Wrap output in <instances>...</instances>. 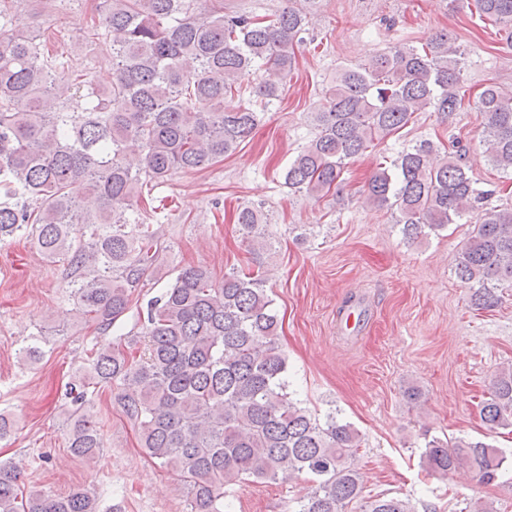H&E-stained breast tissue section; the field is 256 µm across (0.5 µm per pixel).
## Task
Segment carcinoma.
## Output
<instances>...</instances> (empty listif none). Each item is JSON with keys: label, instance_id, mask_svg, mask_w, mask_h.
<instances>
[{"label": "carcinoma", "instance_id": "obj_1", "mask_svg": "<svg viewBox=\"0 0 512 512\" xmlns=\"http://www.w3.org/2000/svg\"><path fill=\"white\" fill-rule=\"evenodd\" d=\"M91 2L98 20L85 40L107 50L112 83L50 47L25 21V0H0V245L24 237L43 257L65 265L80 315L111 331L131 296L155 274L160 243L142 204L175 170L201 171L249 140L260 112L280 100L296 62L307 13L274 18L224 13V0H65ZM478 14L512 26V0H473ZM263 72L253 102L224 110V97ZM463 53L446 33L419 47L395 45L336 72L323 110L311 113L313 138L288 163L285 183L319 200L340 183L347 161L407 126L413 114L451 115L462 107ZM85 101L71 110L60 83ZM488 160L512 172V90L490 84L475 102ZM466 147L440 151L424 139L380 165L363 192L386 208L404 238L438 235L469 217L455 273L480 309L512 288V208H483L487 191L469 175ZM262 207L243 206L236 224L255 253L271 248ZM266 279L231 268L220 281L185 265L146 303L141 330L125 348L94 343L72 383L70 453L89 465L104 441L92 410L107 390L137 425L141 448L176 471L189 512H224L229 487L252 480L311 477L296 512H349L363 485L350 459L361 447L352 423L321 420L288 392V357ZM47 337L21 348L43 354ZM491 429L512 426V369L492 378L480 410ZM504 452L481 440L425 444L423 466L446 477L469 469L495 480ZM20 468L0 462V512H100L99 495L78 487L63 497L23 495ZM364 512H410L378 498Z\"/></svg>", "mask_w": 512, "mask_h": 512}]
</instances>
